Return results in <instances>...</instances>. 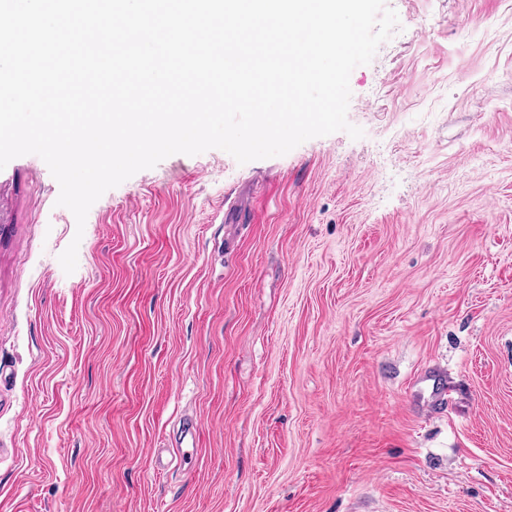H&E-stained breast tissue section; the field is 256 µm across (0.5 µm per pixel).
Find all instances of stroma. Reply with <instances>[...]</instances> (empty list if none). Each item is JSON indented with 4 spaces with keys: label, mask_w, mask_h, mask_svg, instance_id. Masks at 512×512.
Returning a JSON list of instances; mask_svg holds the SVG:
<instances>
[{
    "label": "stroma",
    "mask_w": 512,
    "mask_h": 512,
    "mask_svg": "<svg viewBox=\"0 0 512 512\" xmlns=\"http://www.w3.org/2000/svg\"><path fill=\"white\" fill-rule=\"evenodd\" d=\"M385 2L361 139L174 154L81 230L0 170V512H512V0ZM435 376L439 377L440 382H436V380L434 379ZM429 380H434L432 391L426 397L425 394L422 392V388H420L418 395L423 400H425V398L428 399V407L434 410H439V412L443 413L446 411V408L448 409L449 404L450 392L448 390V385L446 384V381L442 378L440 371L437 372L436 375H434L433 371L425 372L421 376L419 383L424 384Z\"/></svg>",
    "instance_id": "1"
}]
</instances>
